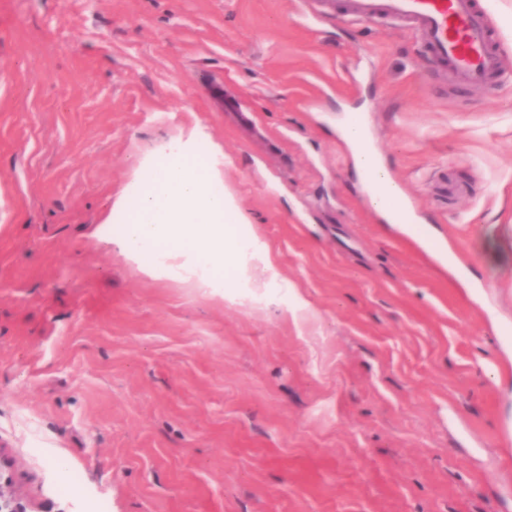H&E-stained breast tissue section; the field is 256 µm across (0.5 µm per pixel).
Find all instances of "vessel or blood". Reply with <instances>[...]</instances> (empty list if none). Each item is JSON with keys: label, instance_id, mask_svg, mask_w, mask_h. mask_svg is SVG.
<instances>
[{"label": "vessel or blood", "instance_id": "1", "mask_svg": "<svg viewBox=\"0 0 512 512\" xmlns=\"http://www.w3.org/2000/svg\"><path fill=\"white\" fill-rule=\"evenodd\" d=\"M344 15L359 21L387 17L414 30L451 85L487 86L504 80L487 14L476 0H346ZM392 224H417L414 200L392 201L384 214Z\"/></svg>", "mask_w": 512, "mask_h": 512}]
</instances>
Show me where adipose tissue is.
Here are the masks:
<instances>
[{
    "label": "adipose tissue",
    "instance_id": "obj_1",
    "mask_svg": "<svg viewBox=\"0 0 512 512\" xmlns=\"http://www.w3.org/2000/svg\"><path fill=\"white\" fill-rule=\"evenodd\" d=\"M130 195L132 216L116 239L124 259L153 278L178 276L234 298L268 295L279 272L268 242L251 227L234 198L219 189L214 163L197 166L190 142L164 144ZM264 280H256L255 269Z\"/></svg>",
    "mask_w": 512,
    "mask_h": 512
}]
</instances>
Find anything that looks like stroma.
Returning a JSON list of instances; mask_svg holds the SVG:
<instances>
[{"mask_svg": "<svg viewBox=\"0 0 512 512\" xmlns=\"http://www.w3.org/2000/svg\"><path fill=\"white\" fill-rule=\"evenodd\" d=\"M479 3L493 92L314 0H0V450L28 512H512V0ZM363 116L426 238L365 202L338 135ZM189 138L302 318L119 254L127 188Z\"/></svg>", "mask_w": 512, "mask_h": 512, "instance_id": "obj_1", "label": "stroma"}]
</instances>
